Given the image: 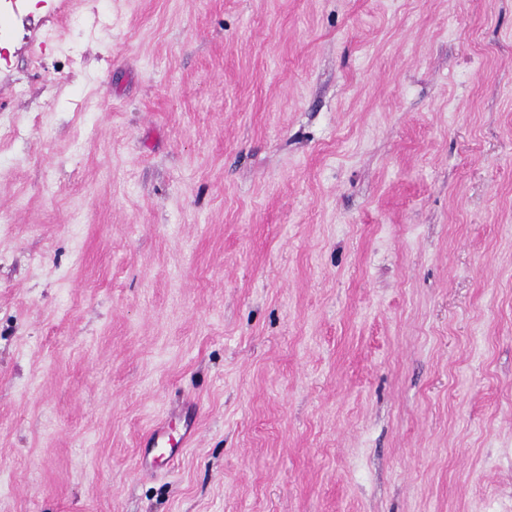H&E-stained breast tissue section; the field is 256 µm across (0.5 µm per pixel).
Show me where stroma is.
<instances>
[{
	"label": "stroma",
	"instance_id": "35a3bbf8",
	"mask_svg": "<svg viewBox=\"0 0 512 512\" xmlns=\"http://www.w3.org/2000/svg\"><path fill=\"white\" fill-rule=\"evenodd\" d=\"M23 13L0 512H512V0ZM171 419H165L159 426L153 429L146 443L144 451V462L140 469L145 472L154 470L158 464V460L166 457L169 461L179 453V448H175L176 445L179 447L186 446L190 438L193 436L192 425L190 423L185 424L183 432L180 434L178 441H175L171 436ZM164 448L165 452L158 454V449ZM152 455L151 460L149 456Z\"/></svg>",
	"mask_w": 512,
	"mask_h": 512
}]
</instances>
